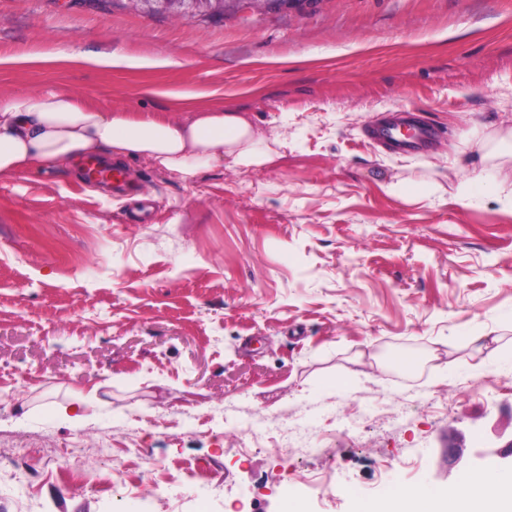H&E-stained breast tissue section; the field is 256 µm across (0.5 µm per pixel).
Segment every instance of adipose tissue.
<instances>
[{"label":"adipose tissue","instance_id":"obj_1","mask_svg":"<svg viewBox=\"0 0 512 512\" xmlns=\"http://www.w3.org/2000/svg\"><path fill=\"white\" fill-rule=\"evenodd\" d=\"M278 138L250 113L206 107L178 118L132 110L107 112L66 85L0 96V178L52 170L78 157L115 163L144 159L188 184L215 167L261 169ZM389 512H504L512 507V469L461 475L445 493L395 491Z\"/></svg>","mask_w":512,"mask_h":512}]
</instances>
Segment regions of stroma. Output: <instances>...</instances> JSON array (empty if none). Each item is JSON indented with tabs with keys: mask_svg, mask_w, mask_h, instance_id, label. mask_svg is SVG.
<instances>
[{
	"mask_svg": "<svg viewBox=\"0 0 512 512\" xmlns=\"http://www.w3.org/2000/svg\"><path fill=\"white\" fill-rule=\"evenodd\" d=\"M57 82L112 112L281 115L287 145L191 185L132 161L124 196L0 179V458L29 462L0 469V512H355L512 469V0H0V96ZM400 109L436 131L420 154L367 135ZM480 173L497 191L460 198Z\"/></svg>",
	"mask_w": 512,
	"mask_h": 512,
	"instance_id": "1",
	"label": "stroma"
}]
</instances>
